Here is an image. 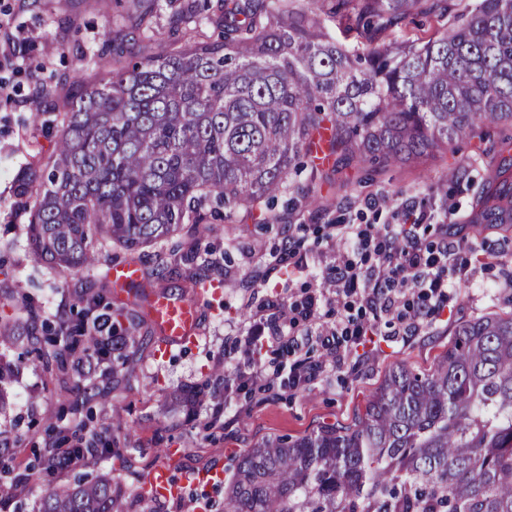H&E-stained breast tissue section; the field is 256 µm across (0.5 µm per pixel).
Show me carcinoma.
Here are the masks:
<instances>
[{
    "mask_svg": "<svg viewBox=\"0 0 512 512\" xmlns=\"http://www.w3.org/2000/svg\"><path fill=\"white\" fill-rule=\"evenodd\" d=\"M139 25L168 10L199 28L195 0H132ZM423 0H222L224 41L183 37L157 49L112 38L109 57L87 62L101 77L80 89L45 164L27 169L17 197L29 212L34 259L77 273L105 245L135 251L200 232L208 214L235 213L288 193V170L319 146L336 171L374 159L384 167L445 155L488 126L512 124V0H478L428 39L356 41L406 21ZM50 87L33 86V122ZM512 144L488 177L472 224H512ZM192 269L219 265L197 249ZM100 292L82 300L75 334L41 340L38 310L26 360L71 369V358L111 356L78 375L69 404L86 411L83 445L120 451L121 426L93 423L91 404L120 387L143 344L139 323L112 309L116 344L98 330ZM19 340L0 318V345ZM28 474L0 483L17 498ZM160 500L125 494L105 475L49 487L38 512H159ZM225 512H512V312L458 324L429 369H390L346 425L273 437L243 452L224 481Z\"/></svg>",
    "mask_w": 512,
    "mask_h": 512,
    "instance_id": "1",
    "label": "carcinoma"
}]
</instances>
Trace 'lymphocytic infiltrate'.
I'll return each instance as SVG.
<instances>
[{
	"label": "lymphocytic infiltrate",
	"instance_id": "lymphocytic-infiltrate-1",
	"mask_svg": "<svg viewBox=\"0 0 512 512\" xmlns=\"http://www.w3.org/2000/svg\"><path fill=\"white\" fill-rule=\"evenodd\" d=\"M431 219V214L421 212L412 214L407 224L339 225L340 247L323 269L325 281L335 287L341 304L335 320L321 324L323 296L317 292L292 303L294 316L287 326L254 315L245 336L236 341L246 358L232 378L225 380V393L264 380L263 368L248 358L254 349L266 346L282 352L288 387L301 390L327 366L311 360L310 341L320 342L330 363L336 365L372 343L382 327H389L392 335L405 336L436 322L448 306L454 278L468 277L469 269L453 264L457 245L448 242L447 225L439 227V242L422 243L420 231Z\"/></svg>",
	"mask_w": 512,
	"mask_h": 512
}]
</instances>
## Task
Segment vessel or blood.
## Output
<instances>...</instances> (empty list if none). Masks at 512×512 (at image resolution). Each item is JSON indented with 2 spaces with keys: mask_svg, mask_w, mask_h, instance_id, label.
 <instances>
[{
  "mask_svg": "<svg viewBox=\"0 0 512 512\" xmlns=\"http://www.w3.org/2000/svg\"><path fill=\"white\" fill-rule=\"evenodd\" d=\"M113 292L123 296L130 285L144 278L142 269L134 263L113 265L109 270ZM209 284H202L196 290L195 298L175 297L165 292L153 294L147 301V314L151 323L160 333L165 346H183L197 342L200 331V311L197 298L209 294ZM224 473L219 469L189 472L174 475L167 465L149 470L139 483L142 492L164 499H179L185 489L194 485H215L222 483Z\"/></svg>",
  "mask_w": 512,
  "mask_h": 512,
  "instance_id": "obj_1",
  "label": "vessel or blood"
}]
</instances>
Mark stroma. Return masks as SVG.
I'll return each mask as SVG.
<instances>
[{
	"instance_id": "1",
	"label": "stroma",
	"mask_w": 512,
	"mask_h": 512,
	"mask_svg": "<svg viewBox=\"0 0 512 512\" xmlns=\"http://www.w3.org/2000/svg\"><path fill=\"white\" fill-rule=\"evenodd\" d=\"M10 22L0 26V43L11 38L23 42L17 58L0 65V79L13 91L0 98V315L21 326L30 321L29 309L16 297L18 281H26L31 301L44 316L75 322L80 299L92 289H111L108 271L115 262L138 263L144 282L152 290L175 296H190V283L171 245L136 251L107 248L96 269L88 275L63 272L36 263L29 250L26 226L29 213L16 193L17 174L47 156L56 140L53 127L35 126L29 87L35 81L51 85L56 111H63L75 84L91 83L98 73L83 58L84 51H100L116 32L136 33L132 20L115 22L111 8L102 0H4ZM476 0H448L444 17L429 15L422 25L406 24L381 34L380 42L392 44L408 34H431L440 23L453 22L468 13ZM512 129L498 126L480 137L459 142L454 153L424 158L416 163L383 168L363 163L334 172L332 162L321 163L322 176L308 182L306 173H293L289 182L300 194L328 200L327 208L294 204L280 196L274 212L276 223L238 212L233 224L214 222L203 235L181 233L183 249L195 246L212 250L219 268L200 271L203 281L219 283V290L201 298L200 334L190 346L174 347L157 355L158 332L145 323V344L136 352L135 366L126 385L114 389L95 409L100 421L121 424L123 447L139 464H167L173 473L232 467L242 451L271 436L293 438L306 435L325 423L350 422L363 409L367 397L381 384L387 371L404 363L425 370L448 346L456 325L484 313L512 310V288L505 287L512 274V226L467 225L475 197L498 159L504 139ZM464 176H454L455 167ZM379 200L378 209H368V200ZM427 211L459 224L469 245L483 254L485 264L473 277L451 290L448 319L414 336H397L380 344L366 360L346 358L333 371L319 376L306 390L286 391L275 355L266 350L253 353L254 361L272 376L268 391L252 395L245 404L225 405L223 392L205 403L184 405L186 393L213 384L224 370V352L241 336L252 312L284 288L294 299L307 290H322L333 298L332 288L321 277L335 247L329 236L336 224L402 223L405 206ZM303 241L309 273L288 277L285 267L275 265L271 255L285 235ZM30 301V302H31ZM18 348L0 350V363L13 372L0 412L7 425L8 447L14 468H24L34 454L46 448L45 426L57 419L59 426H72L66 396L76 380L69 374L43 370L40 365L17 360Z\"/></svg>"
}]
</instances>
